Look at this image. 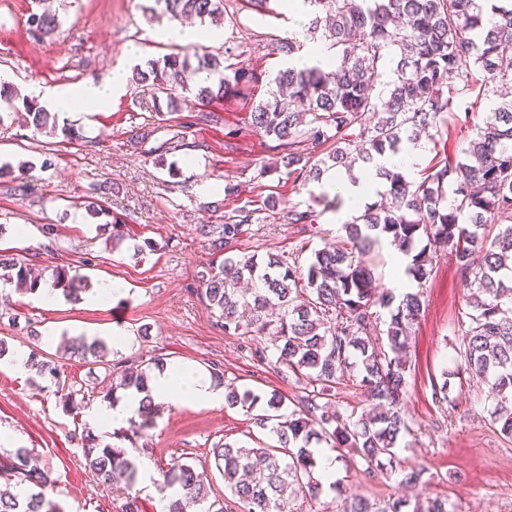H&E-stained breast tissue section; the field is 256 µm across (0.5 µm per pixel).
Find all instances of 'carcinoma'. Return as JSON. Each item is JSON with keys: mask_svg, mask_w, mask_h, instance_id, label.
Wrapping results in <instances>:
<instances>
[{"mask_svg": "<svg viewBox=\"0 0 512 512\" xmlns=\"http://www.w3.org/2000/svg\"><path fill=\"white\" fill-rule=\"evenodd\" d=\"M153 14L172 21L183 17L215 19L224 14V0H154ZM312 18L306 34L323 31L336 68L313 64L298 70L287 66L273 79L288 92L284 102L275 94L260 101L252 112L255 129L273 136L288 148L282 157L288 176L303 183H321L325 172L349 169L358 161L376 168L388 189L378 200L345 224L349 248L327 246L314 252L302 270L280 258L226 256L201 272V296L218 312L224 332L239 337L261 335L276 315V363L306 379L307 392L294 405L280 392L263 396L251 389L224 386V402L254 413L255 424L269 432L272 443L250 446L224 442L212 449L216 469L224 477L232 503L208 502L203 474L189 461L177 459L161 471L160 491L169 500L168 512H186L191 503H207L203 512H293L298 494L310 499L322 492L314 477L316 458L311 442L349 448L369 469L397 465V451L411 433L401 413L408 369V341L424 302L421 287L433 271V254L446 251L471 291L467 310L458 320L462 339L457 370L483 380L489 388L492 423L512 437V8L492 6L486 17L476 0H304ZM30 33L44 38L58 28L49 12L28 18ZM393 77L383 81L387 65ZM231 74H226V71ZM205 72L210 83L197 87L198 99L210 102L224 96L231 83L258 76L243 67L221 66L208 54L170 53L136 67L133 76L176 103L177 93L196 83ZM454 77L458 84L448 85ZM500 102L475 125L468 143L469 161H438L421 178L409 180L394 167L376 164V158L418 145L421 134L441 132L453 119L467 129L475 115L473 104H462L474 87ZM25 109L35 130H61L69 140L80 139L59 113L34 102ZM256 211H243L233 223L202 224L199 231L221 251L229 248L251 223ZM509 221L494 237L485 226ZM387 240L411 256L406 274L419 290L395 294L380 287L376 269L366 259L368 250ZM425 245L412 253L416 241ZM0 280L16 291L34 294L47 288L66 300L85 289L84 279L70 267L36 273L28 263L0 254ZM257 282L251 292L242 281ZM389 311L386 338L375 335L379 314ZM104 347L99 338L67 339L63 352L84 360L97 358ZM359 355V387L368 409L345 415L335 408L339 385L345 381L350 359ZM162 358L119 361L103 399L117 403L118 393L142 395L132 431L153 425L160 411L150 383L154 371L164 370ZM28 368L44 379L57 378L47 360L30 353ZM85 466L108 488L131 490L138 465L124 449L84 437ZM27 448H17L0 463V512H63L47 497L48 472L31 464ZM450 512L439 497L426 504L389 499L373 508L355 497L343 512Z\"/></svg>", "mask_w": 512, "mask_h": 512, "instance_id": "obj_1", "label": "carcinoma"}]
</instances>
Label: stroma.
Masks as SVG:
<instances>
[{"instance_id":"1","label":"stroma","mask_w":512,"mask_h":512,"mask_svg":"<svg viewBox=\"0 0 512 512\" xmlns=\"http://www.w3.org/2000/svg\"><path fill=\"white\" fill-rule=\"evenodd\" d=\"M153 0H0V84L13 93L32 88L66 86L99 79L108 70L133 69L136 62L166 53L154 37L158 19L150 17ZM50 10L60 27L42 39L26 25L30 13ZM218 21L196 22L197 51L224 56L259 76L258 83L231 88L224 98L202 106L194 92L180 93L177 110L151 86L128 81L99 112L69 115L82 137L34 130L23 108L0 102V250L19 254L38 269L72 267L89 286L112 279L124 295L106 305L87 300H59L43 307L36 296L10 292L0 303V339L11 353L38 352L56 360L58 379L44 382L0 362V460L16 448H28L53 483L47 495L63 512H122L125 494L100 485L85 466L86 434L118 444L136 459L143 473L130 494L140 512H157V482L174 459L192 457L208 475L209 496L225 495L224 479L211 453L224 442L257 443L263 430L251 415L226 404L204 405L187 399L164 403L153 427L133 440L117 439L110 426L94 422L103 399L101 383L110 365L121 359L158 356L167 366L206 372L217 365L225 382L258 393L277 390L301 396L303 383L286 367L252 358L242 338L226 335L215 312L197 296L204 267L216 258L200 225L221 224L239 207L257 210V222L244 225L233 244L237 256L273 254L308 267L315 250L346 246L344 203L334 190L316 183L289 180L281 158L285 150L275 137L255 131L250 113L266 99L270 82L287 64L285 55L268 52L285 40L295 22L276 0L273 12L251 9L246 0H224ZM221 29L213 42L208 34ZM219 115L216 123L199 124L202 109ZM154 135L138 143L143 125ZM112 192L98 197L99 184ZM215 191L204 192L206 183ZM273 210H265L268 199ZM101 200L103 211L90 216L87 202ZM314 209L312 224H293L292 210ZM124 237L111 243L113 223ZM150 239L155 250L138 251ZM426 306L409 340L407 391L402 412L411 433L399 450L402 467L424 464L426 486L409 489L399 475L367 473L360 459L334 449L337 490L317 499L297 497V512H340L344 499L364 496L384 504L398 496L440 497L455 512H512V438L501 434L487 412L488 387L479 378L457 372L453 358L461 341L457 316L468 289L454 258L441 253L423 288ZM99 337L108 346L100 361L61 355L63 338ZM450 378H443V371ZM449 382L454 404L445 408L433 396ZM83 395L79 413L63 410L57 388Z\"/></svg>"}]
</instances>
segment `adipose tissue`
I'll use <instances>...</instances> for the list:
<instances>
[{"mask_svg": "<svg viewBox=\"0 0 512 512\" xmlns=\"http://www.w3.org/2000/svg\"><path fill=\"white\" fill-rule=\"evenodd\" d=\"M126 80V71L115 68L103 79L56 87L46 91L45 97L51 108L63 112H98L110 105L113 93L123 89Z\"/></svg>", "mask_w": 512, "mask_h": 512, "instance_id": "ef3b65f1", "label": "adipose tissue"}]
</instances>
